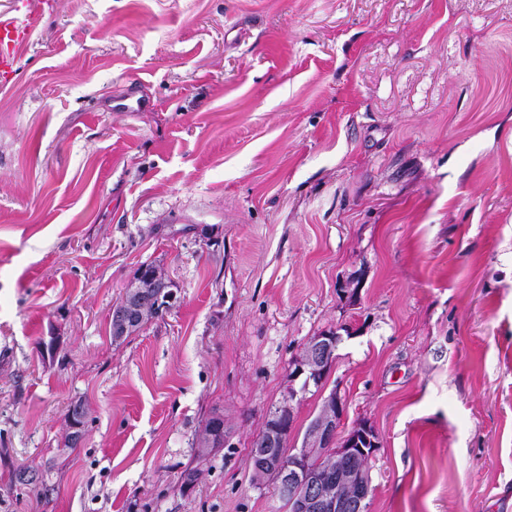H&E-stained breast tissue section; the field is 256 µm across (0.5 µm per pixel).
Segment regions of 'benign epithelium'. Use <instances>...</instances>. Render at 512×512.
Returning <instances> with one entry per match:
<instances>
[{"instance_id":"1","label":"benign epithelium","mask_w":512,"mask_h":512,"mask_svg":"<svg viewBox=\"0 0 512 512\" xmlns=\"http://www.w3.org/2000/svg\"><path fill=\"white\" fill-rule=\"evenodd\" d=\"M341 340V334L335 329L311 337L305 353L289 367L290 379L300 380L306 387L323 383ZM296 396L297 390L289 388L283 403L271 414L269 439L265 445L253 448L258 470L280 474L279 492L293 505L291 512H360L370 489L368 462L378 449L373 431L364 427L339 438L344 403L333 392L311 422L305 447L284 453L280 447L292 434L291 402ZM311 448L323 456L331 455L334 466L319 471L311 469Z\"/></svg>"}]
</instances>
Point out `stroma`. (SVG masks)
Here are the masks:
<instances>
[{
  "instance_id": "1",
  "label": "stroma",
  "mask_w": 512,
  "mask_h": 512,
  "mask_svg": "<svg viewBox=\"0 0 512 512\" xmlns=\"http://www.w3.org/2000/svg\"><path fill=\"white\" fill-rule=\"evenodd\" d=\"M145 263L178 302L113 341ZM331 328L291 446L335 393L367 512H512V0H54L0 84V512H287L250 448ZM342 340L336 329L322 331L312 336L305 353L297 358L288 369L292 381L301 380L307 390L311 383L321 384L335 360L337 345Z\"/></svg>"
}]
</instances>
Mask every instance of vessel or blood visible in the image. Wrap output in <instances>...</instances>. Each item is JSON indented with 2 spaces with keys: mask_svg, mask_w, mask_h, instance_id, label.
I'll use <instances>...</instances> for the list:
<instances>
[{
  "mask_svg": "<svg viewBox=\"0 0 512 512\" xmlns=\"http://www.w3.org/2000/svg\"><path fill=\"white\" fill-rule=\"evenodd\" d=\"M41 20L35 0H12L0 12V80L12 73L20 50L29 42Z\"/></svg>",
  "mask_w": 512,
  "mask_h": 512,
  "instance_id": "b4317fda",
  "label": "vessel or blood"
}]
</instances>
